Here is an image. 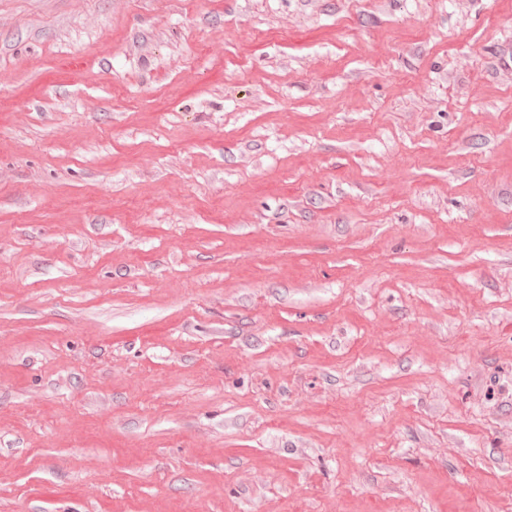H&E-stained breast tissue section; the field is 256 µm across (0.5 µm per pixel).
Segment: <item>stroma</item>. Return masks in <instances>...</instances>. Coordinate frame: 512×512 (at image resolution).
I'll return each instance as SVG.
<instances>
[{"label":"stroma","instance_id":"35a3bbf8","mask_svg":"<svg viewBox=\"0 0 512 512\" xmlns=\"http://www.w3.org/2000/svg\"><path fill=\"white\" fill-rule=\"evenodd\" d=\"M0 512H512V0H0Z\"/></svg>","mask_w":512,"mask_h":512}]
</instances>
